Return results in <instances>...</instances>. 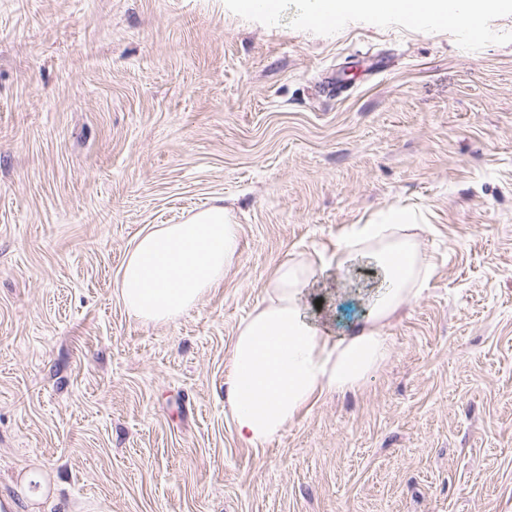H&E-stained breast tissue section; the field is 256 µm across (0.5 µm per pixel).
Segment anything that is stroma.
Listing matches in <instances>:
<instances>
[{
  "label": "stroma",
  "mask_w": 512,
  "mask_h": 512,
  "mask_svg": "<svg viewBox=\"0 0 512 512\" xmlns=\"http://www.w3.org/2000/svg\"><path fill=\"white\" fill-rule=\"evenodd\" d=\"M487 23L0 0V505L512 512V6ZM212 205L239 226L223 280L175 321L130 315L138 234ZM399 207L429 271L387 358L247 446L224 381L268 278ZM380 281L353 262L307 313L348 335Z\"/></svg>",
  "instance_id": "1"
}]
</instances>
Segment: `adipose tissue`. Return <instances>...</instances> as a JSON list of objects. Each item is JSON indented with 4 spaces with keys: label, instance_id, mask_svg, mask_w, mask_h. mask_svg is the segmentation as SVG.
Returning a JSON list of instances; mask_svg holds the SVG:
<instances>
[{
    "label": "adipose tissue",
    "instance_id": "1",
    "mask_svg": "<svg viewBox=\"0 0 512 512\" xmlns=\"http://www.w3.org/2000/svg\"><path fill=\"white\" fill-rule=\"evenodd\" d=\"M498 0H426L421 23L484 16ZM410 215L391 210L383 224L353 225L335 253L290 260L277 267L264 297L244 320L230 353L225 402L240 439L254 449L279 436L307 404L328 391L363 383L387 355L385 323L418 295L426 271ZM238 248V226L229 210L208 207L181 224L142 232L126 254L116 292L145 322L177 320L223 280ZM369 259L383 277L371 319L336 338L309 322L303 300L328 269Z\"/></svg>",
    "mask_w": 512,
    "mask_h": 512
}]
</instances>
